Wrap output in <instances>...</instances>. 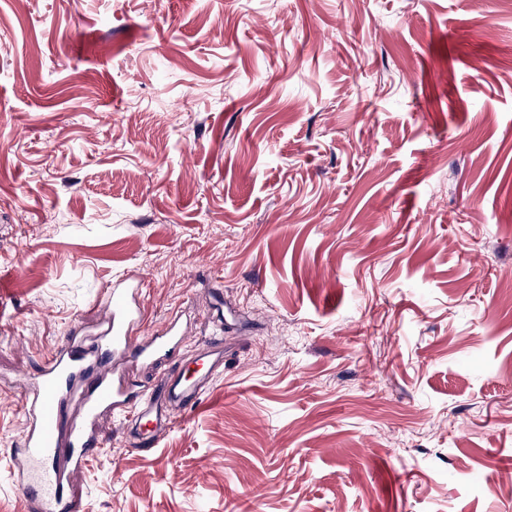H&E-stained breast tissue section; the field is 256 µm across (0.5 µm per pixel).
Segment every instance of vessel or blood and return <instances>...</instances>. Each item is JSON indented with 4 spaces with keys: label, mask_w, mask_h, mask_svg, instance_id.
<instances>
[{
    "label": "vessel or blood",
    "mask_w": 512,
    "mask_h": 512,
    "mask_svg": "<svg viewBox=\"0 0 512 512\" xmlns=\"http://www.w3.org/2000/svg\"><path fill=\"white\" fill-rule=\"evenodd\" d=\"M139 286V279L130 277L113 282L100 303V331L68 337L43 359L23 400L26 431L10 457L9 475L25 512H84L74 478L85 470L92 452L107 445L98 430L100 416L107 413L140 427L135 447L149 452L174 427V410L198 403L209 379L223 367L220 336L205 339L190 366L175 361L188 339L179 318L156 333L138 335L144 323ZM134 367L151 371V382L133 385ZM71 403L80 406L81 420H66Z\"/></svg>",
    "instance_id": "b4317fda"
}]
</instances>
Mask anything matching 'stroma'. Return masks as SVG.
<instances>
[{"label":"stroma","instance_id":"35a3bbf8","mask_svg":"<svg viewBox=\"0 0 512 512\" xmlns=\"http://www.w3.org/2000/svg\"><path fill=\"white\" fill-rule=\"evenodd\" d=\"M131 275L144 331L240 317L151 454L101 417L86 512H512V0H0V512Z\"/></svg>","mask_w":512,"mask_h":512}]
</instances>
